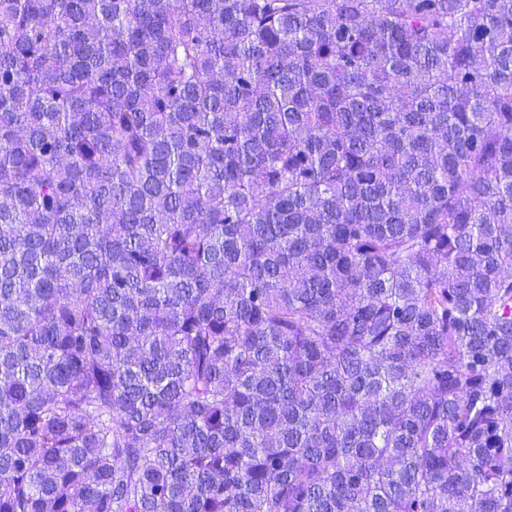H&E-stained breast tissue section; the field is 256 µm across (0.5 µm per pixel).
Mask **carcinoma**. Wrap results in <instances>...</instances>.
Listing matches in <instances>:
<instances>
[{"label":"carcinoma","instance_id":"1","mask_svg":"<svg viewBox=\"0 0 512 512\" xmlns=\"http://www.w3.org/2000/svg\"><path fill=\"white\" fill-rule=\"evenodd\" d=\"M0 512H512V0H0Z\"/></svg>","mask_w":512,"mask_h":512}]
</instances>
